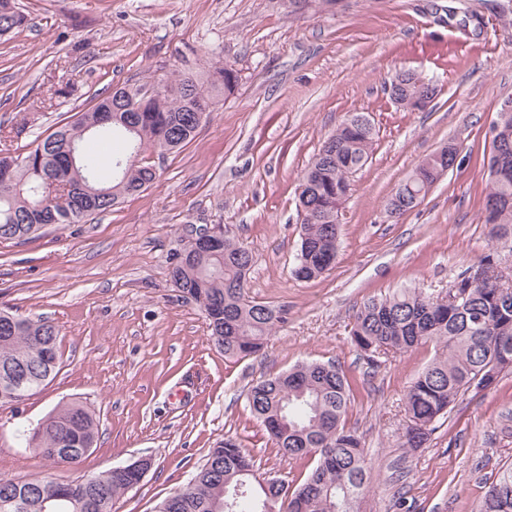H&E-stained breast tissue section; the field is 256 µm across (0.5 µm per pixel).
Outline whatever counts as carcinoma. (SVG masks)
Listing matches in <instances>:
<instances>
[{
  "mask_svg": "<svg viewBox=\"0 0 512 512\" xmlns=\"http://www.w3.org/2000/svg\"><path fill=\"white\" fill-rule=\"evenodd\" d=\"M27 16L15 0H0V36L24 27ZM235 70L217 67L204 86L185 74L171 72L136 87H120L72 122L59 125L37 139L21 156L10 145L0 149V163L28 159L11 171V186H0V241H26L48 224H79L97 212L146 189L156 178L153 166L141 154L173 153L190 142L200 126L198 108L213 99V90L234 93ZM404 93L415 98L438 95V87L415 72L406 74ZM119 140L123 153L108 158L110 177H100L102 160L94 150L97 140ZM373 128L369 118L355 112L330 135L309 165L299 185L298 206L302 236L295 275L311 280L331 266L337 256V215L350 191V177L371 159ZM435 156L402 181L388 201L396 216L417 207L439 180ZM489 192L484 224L491 239L512 240V140L503 159L489 158ZM47 179L67 187L47 200L35 192ZM252 253L224 237V245L195 263L171 261L168 274L176 288L198 302L209 321L211 336L228 357L258 352L268 336L284 322L283 312L248 299L247 281ZM484 278L455 303L422 291L404 290L371 300L354 317L351 336L369 364L375 366L391 352L435 343L443 353L411 382L405 395L408 436L405 443L418 448L435 430L434 423L448 414L458 398L486 382L488 373L512 368L501 350H512V287L499 280L509 274L491 255L477 263ZM58 330L45 320H33L0 311V406L18 403L6 367L28 365L29 392L44 387L59 365ZM351 383L332 363L298 364L285 373L253 385L248 393L251 413L264 426L278 452L290 460L315 461L307 478L295 489L274 478L261 486L253 473L252 458L233 440L213 449L189 484L167 498L158 512H214L224 496V512H263L270 501L275 512H356V502L367 488L371 469L359 439L345 429L343 420L351 403ZM98 427L94 415L79 402L49 414L27 439L47 462L63 457L80 459L94 447ZM139 483L133 473L110 471L85 481L52 478L15 481L0 477V512H17L5 503L19 498L25 512H41V489L52 486L71 494L81 506L61 504L56 512H111L112 500ZM478 512H512V464L501 468L486 486Z\"/></svg>",
  "mask_w": 512,
  "mask_h": 512,
  "instance_id": "obj_1",
  "label": "carcinoma"
}]
</instances>
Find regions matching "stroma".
<instances>
[{
  "mask_svg": "<svg viewBox=\"0 0 512 512\" xmlns=\"http://www.w3.org/2000/svg\"><path fill=\"white\" fill-rule=\"evenodd\" d=\"M27 26L0 39V143L23 146L93 104L95 95L178 70L205 80L238 75L215 96L194 139L146 158L144 192L80 224L48 225L0 242V310L52 321L60 369L23 403L0 407V477L76 481L141 458L140 483L112 512H157L212 448H245L257 478L303 481L311 460L289 461L251 414L258 380L304 362H331L352 383L346 424L360 438L372 483L357 512H477L484 483L512 464V369L461 395L423 447L404 448L408 386L433 344L370 366L353 344L356 311L404 289L448 288L494 253L512 268V244L483 222L489 131L512 99V0H17ZM437 83L423 111L394 104L391 74ZM73 95L52 99V84ZM50 98V97H49ZM354 112L374 128L372 157L353 174L339 214L335 263L293 274L300 244L299 180L323 141ZM447 143L454 167L400 218L394 188ZM221 224L253 254L248 294L286 320L256 354L225 356L202 308L168 277L192 229ZM81 401L96 445L74 467L49 465L24 433Z\"/></svg>",
  "mask_w": 512,
  "mask_h": 512,
  "instance_id": "35a3bbf8",
  "label": "stroma"
}]
</instances>
